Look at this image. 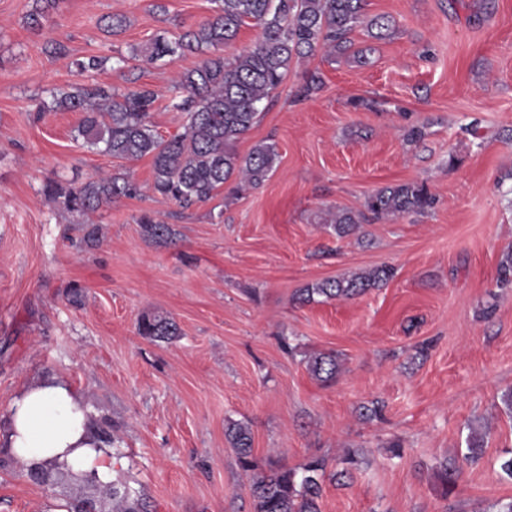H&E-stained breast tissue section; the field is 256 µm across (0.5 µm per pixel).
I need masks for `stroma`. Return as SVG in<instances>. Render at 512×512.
<instances>
[{"label":"stroma","mask_w":512,"mask_h":512,"mask_svg":"<svg viewBox=\"0 0 512 512\" xmlns=\"http://www.w3.org/2000/svg\"><path fill=\"white\" fill-rule=\"evenodd\" d=\"M31 4L0 0V422L25 386L67 381L115 439L114 483L152 512H254L232 423L248 427L257 472L327 461L320 512H504L512 289L496 279L512 249V0H366V17L393 19L391 37L356 28L363 65L321 52L292 65L238 141L243 156L275 143L261 186L237 194L228 183L187 209L120 199L100 210L92 247L45 183L125 173L146 185L151 160L88 148L80 113L38 120L32 109L77 84L74 59L173 38L213 5L60 0L34 31ZM107 15L125 16V30L105 33ZM53 41L63 52H47ZM197 62L166 57L139 72L159 93L162 136L184 123L170 79ZM315 69L323 90L300 98ZM414 126L425 135L406 142ZM409 181L426 183L432 210L344 239L327 229L330 213ZM146 212L171 225V241L143 237ZM385 265L394 277L362 296L296 300L306 285ZM146 314L173 318L178 336H140ZM319 353L339 360L332 383L307 370ZM459 464L446 488L441 470ZM83 492L34 484L0 447V512H60Z\"/></svg>","instance_id":"35a3bbf8"}]
</instances>
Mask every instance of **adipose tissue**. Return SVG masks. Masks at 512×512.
<instances>
[{
	"mask_svg": "<svg viewBox=\"0 0 512 512\" xmlns=\"http://www.w3.org/2000/svg\"><path fill=\"white\" fill-rule=\"evenodd\" d=\"M92 412L67 383H31L12 402L8 422L0 427V446L24 462L52 461L77 473L112 479L116 459L100 449L89 428Z\"/></svg>",
	"mask_w": 512,
	"mask_h": 512,
	"instance_id": "obj_1",
	"label": "adipose tissue"
}]
</instances>
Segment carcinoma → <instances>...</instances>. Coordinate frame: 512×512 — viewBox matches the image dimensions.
<instances>
[{"label": "carcinoma", "instance_id": "carcinoma-1", "mask_svg": "<svg viewBox=\"0 0 512 512\" xmlns=\"http://www.w3.org/2000/svg\"><path fill=\"white\" fill-rule=\"evenodd\" d=\"M213 15L179 34L171 42L158 36L136 49L131 56L91 55L73 61L77 75L91 78L110 67L137 70L129 61L152 63L175 53L200 57L192 69L177 74L171 86L170 106L186 114L183 131L167 139L160 136L150 121L158 98L155 89L129 79L130 87L120 94L94 82L83 83L72 92L52 96L51 103L36 104V119L46 111L79 112L77 137L87 147L114 158L138 160L151 157L153 179L150 190L188 208L210 200L230 179L236 189L261 186L273 172L277 157L272 143L260 142L240 156L236 142L247 133L270 94L283 82L292 62H302L322 49L334 57L351 55L360 60L363 52L352 50L350 34L364 23L376 39L391 35L393 22L388 16L363 19L365 0H213ZM57 6V0H33L27 25L38 29L42 19ZM261 29L260 39L244 47L232 58L224 57V47L233 43L244 25ZM324 81L320 71L308 73L302 95L310 98L320 92ZM44 194L65 211L84 217L97 212L112 200L141 195V186L127 174L97 176L79 185L50 182ZM435 197L424 183L404 182L387 186L369 195L364 210H340L329 227L338 238L351 234L367 220H381L407 213L424 214L434 206ZM142 235L166 241L172 235L169 225L149 213L138 219ZM394 270L380 266L341 278L322 280L299 290L297 300L310 303L317 297L326 300L350 299L379 288L391 280ZM496 286L512 288V254L501 262ZM139 334L158 341L179 335L175 321L164 316L141 317ZM310 373L329 383L339 373L334 354H318L307 361ZM227 436L237 448V459L245 472L254 469L252 438L239 424L227 428ZM33 483L49 487L59 477L74 476L51 461L25 466ZM327 463L313 459L302 472L272 469L255 477L252 486L254 512H320L321 482ZM118 502L116 512H148V505L131 496L128 490L112 488Z\"/></svg>", "mask_w": 512, "mask_h": 512}]
</instances>
